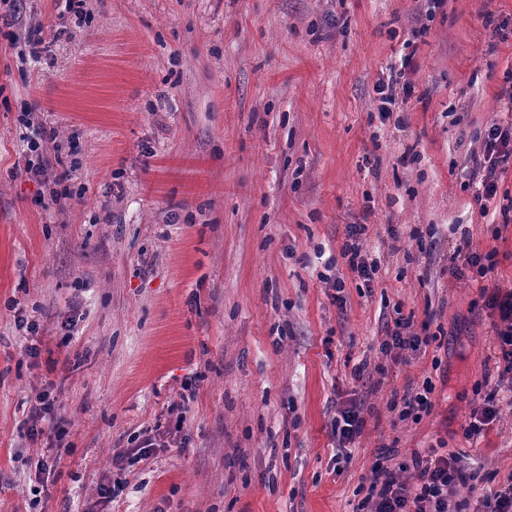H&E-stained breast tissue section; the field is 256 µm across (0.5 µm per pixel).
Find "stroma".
<instances>
[{
    "instance_id": "obj_1",
    "label": "stroma",
    "mask_w": 512,
    "mask_h": 512,
    "mask_svg": "<svg viewBox=\"0 0 512 512\" xmlns=\"http://www.w3.org/2000/svg\"><path fill=\"white\" fill-rule=\"evenodd\" d=\"M64 6L0 8V512H355L385 448L393 469L456 455L461 512L511 487L512 406L464 428L495 370L481 292L512 289V167L485 206L467 175L508 118L512 0H85L80 27ZM400 68L412 92L381 114ZM42 136L81 198L25 173ZM465 234L497 253L483 280L450 273ZM398 315L434 340L382 352ZM427 379L430 412L400 420ZM353 398L344 460L330 422ZM179 414L186 444L113 466ZM365 231V225L351 224L347 228V241L342 248V256L348 259V264L354 272H357L365 282H371L376 271V265L369 263L362 254L361 235ZM51 391L43 390L36 396V404L31 408L30 420L32 421V436L35 437L42 433V429H37V422L43 421L46 415L54 411L55 397L51 398Z\"/></svg>"
}]
</instances>
